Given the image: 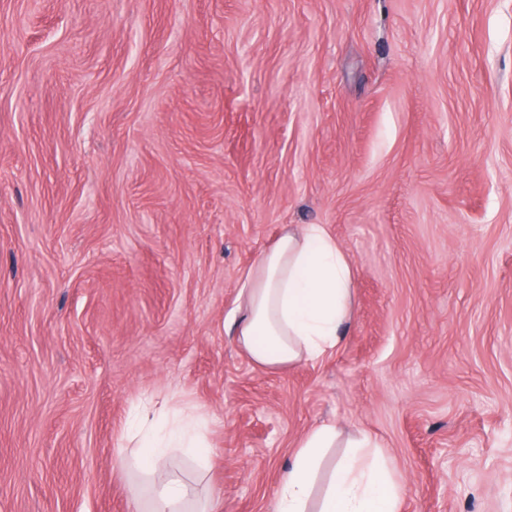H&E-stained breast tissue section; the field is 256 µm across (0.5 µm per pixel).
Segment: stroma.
<instances>
[{
  "instance_id": "stroma-1",
  "label": "stroma",
  "mask_w": 512,
  "mask_h": 512,
  "mask_svg": "<svg viewBox=\"0 0 512 512\" xmlns=\"http://www.w3.org/2000/svg\"><path fill=\"white\" fill-rule=\"evenodd\" d=\"M291 224L353 314L266 368L233 324ZM148 402L205 414L223 512L324 423L402 512H512V0H0V512H130Z\"/></svg>"
}]
</instances>
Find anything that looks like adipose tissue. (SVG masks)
Listing matches in <instances>:
<instances>
[{"label": "adipose tissue", "mask_w": 512, "mask_h": 512, "mask_svg": "<svg viewBox=\"0 0 512 512\" xmlns=\"http://www.w3.org/2000/svg\"><path fill=\"white\" fill-rule=\"evenodd\" d=\"M351 284V263L324 225L288 230L245 276L238 345L263 367L320 359L336 347L352 316ZM208 433L207 419L192 411L161 407L135 415L123 464L149 483L135 490L134 512H219V500L193 503L185 480L163 470L186 457L205 468ZM335 440L329 425L304 437L280 480L274 512H400V488L378 441L366 433L336 461L323 496L315 497L320 462Z\"/></svg>", "instance_id": "1"}]
</instances>
